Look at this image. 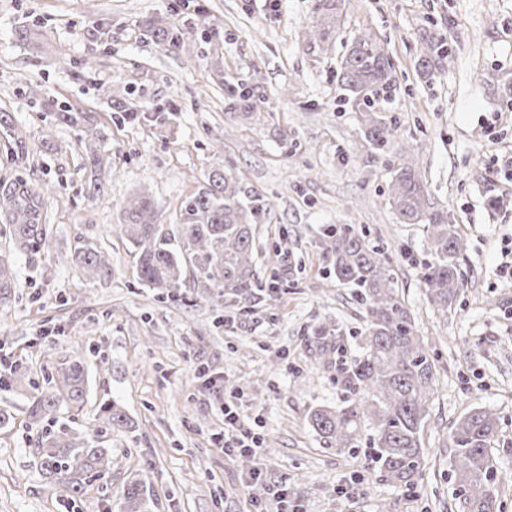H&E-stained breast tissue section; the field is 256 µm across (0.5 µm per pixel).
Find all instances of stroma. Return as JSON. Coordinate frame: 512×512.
I'll use <instances>...</instances> for the list:
<instances>
[{"mask_svg":"<svg viewBox=\"0 0 512 512\" xmlns=\"http://www.w3.org/2000/svg\"><path fill=\"white\" fill-rule=\"evenodd\" d=\"M314 2L0 0V111L23 132L19 142L0 133V181L55 188L45 209L50 249L15 254L18 288L0 308V355L24 374L22 386L0 391V405L14 414L0 429V512H109L135 475L151 490L153 512H252L245 468L212 444L224 415L208 373L243 392L244 414L272 443L267 479L286 483L305 512H458L449 427L478 406L500 417L496 495L501 512H512V278L501 271L512 251V0H344L341 25L326 43L306 36ZM36 16L39 35L21 40L18 29ZM160 18L184 30L183 47L148 35ZM425 30L453 49L429 83L416 69ZM364 35L380 39L394 63L398 90L382 101L384 116L400 141L419 146L431 198L467 243L464 290L444 319L420 279L424 229L399 223L387 204L388 165L362 148L359 114L336 86L340 56ZM88 58L96 73L86 79L75 63ZM218 65L225 82L264 97L258 120L228 117L224 90L211 79ZM30 83L96 117L112 158L101 172L102 197L85 194L78 131L59 127L44 143ZM102 83L130 88L141 111L171 101L176 113L162 128L125 123ZM224 166L265 201L259 276L283 281L246 311L188 287L173 301L144 286L120 228L123 204L140 194L153 200L158 223H172L204 172ZM329 224L366 227L392 256L399 293L437 351L426 465L411 491L382 481L368 452L324 447L305 417L312 406L343 400L335 370L304 346L310 326L329 318L360 324L353 290L337 285L321 260ZM88 246L105 251L110 264L92 279L75 261ZM77 354L91 383L74 425L111 449L112 468L107 487L73 498L44 483L37 425L25 407L34 386ZM112 399L124 407L126 426L102 424L100 408ZM345 483L354 500L337 495Z\"/></svg>","mask_w":512,"mask_h":512,"instance_id":"obj_1","label":"stroma"}]
</instances>
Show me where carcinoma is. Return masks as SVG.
Here are the masks:
<instances>
[{"label": "carcinoma", "instance_id": "obj_1", "mask_svg": "<svg viewBox=\"0 0 512 512\" xmlns=\"http://www.w3.org/2000/svg\"><path fill=\"white\" fill-rule=\"evenodd\" d=\"M343 3L316 0V25L308 29L307 37L328 40L340 25ZM151 31L167 46L183 45V31L171 22L156 23ZM452 56L443 38L430 31L421 35L417 65L422 76L433 78ZM393 71L380 41L364 35L341 55L336 80L344 101L361 116L363 146L391 168L388 203L401 223L422 224L428 233L429 259L421 266V281L429 305L446 319L464 287L459 260L466 243L448 212L430 198L415 154L407 146L396 145V127L378 114L376 102L397 88ZM100 89L117 96L118 109L128 120L155 127L171 121L167 108L140 112L134 103L122 101V96L131 94L127 88L116 91L102 84ZM28 97L47 116L45 138L62 125L85 133V162L90 171L87 194L101 195L105 186L99 172L106 155L101 134L91 127L95 120L87 112L45 96L37 85L28 88ZM226 98L228 110L246 123L264 103L243 83L227 85ZM51 194L48 184L34 185L23 177L0 183V224L9 227L10 240L19 251L49 249L51 233L44 221V205ZM263 219V205L245 196L239 175L232 169H214L182 203L175 224L156 223L150 197L139 195L123 205L121 228L133 247L136 273L145 286L175 298L190 276L204 293L246 305L261 288L277 285L274 280L260 281L257 273L254 239ZM322 251L329 275L354 290L362 324L351 333L344 324L328 319L308 330V352L336 368L344 400L335 407L309 408L307 422L323 444L339 452L353 456L368 445L381 480L411 488L426 456L423 434L439 372L435 352L417 333L414 313L399 295L391 258L371 242L365 230L352 224L332 225L324 234ZM75 261L88 277L109 267V257L93 249H80ZM14 288V270L1 255L0 306L12 299ZM349 335L356 346L351 357L345 340ZM56 371L50 387L33 396L29 405L31 417L51 421L38 435V468L54 489L81 496L109 475L112 449L93 445L67 422L54 423L61 409L71 411L83 405L88 387V368L81 356L72 357ZM101 416L109 427L128 424L127 414L114 401L103 404ZM498 428L497 413L483 407L472 408L451 423L452 480L461 512H498L491 456ZM150 503L146 483L133 477L118 506L120 512H150Z\"/></svg>", "mask_w": 512, "mask_h": 512}]
</instances>
